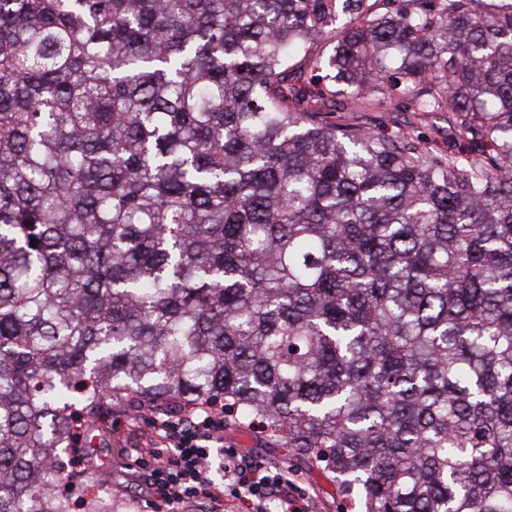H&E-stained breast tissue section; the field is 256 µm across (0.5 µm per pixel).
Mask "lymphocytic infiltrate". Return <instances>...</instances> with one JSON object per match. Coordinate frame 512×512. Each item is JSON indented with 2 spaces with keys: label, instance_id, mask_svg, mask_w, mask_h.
Here are the masks:
<instances>
[{
  "label": "lymphocytic infiltrate",
  "instance_id": "f902f5d3",
  "mask_svg": "<svg viewBox=\"0 0 512 512\" xmlns=\"http://www.w3.org/2000/svg\"><path fill=\"white\" fill-rule=\"evenodd\" d=\"M216 448L224 451L217 467L210 461ZM136 454L156 512H195L200 506L224 512L228 495L237 512H305L297 505L288 466L252 463L237 450L225 448L221 405L154 416Z\"/></svg>",
  "mask_w": 512,
  "mask_h": 512
}]
</instances>
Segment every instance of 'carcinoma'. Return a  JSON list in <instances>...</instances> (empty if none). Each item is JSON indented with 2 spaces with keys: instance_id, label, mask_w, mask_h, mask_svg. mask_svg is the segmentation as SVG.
<instances>
[{
  "instance_id": "carcinoma-1",
  "label": "carcinoma",
  "mask_w": 512,
  "mask_h": 512,
  "mask_svg": "<svg viewBox=\"0 0 512 512\" xmlns=\"http://www.w3.org/2000/svg\"><path fill=\"white\" fill-rule=\"evenodd\" d=\"M479 2L0 0V512L102 481L125 396L222 399L360 512H512V4ZM355 122L368 129L394 134L410 130L415 135L431 140L430 146L438 153L458 150L461 142L457 139L448 140V113L409 112L404 107L395 105L378 106L367 112H356Z\"/></svg>"
}]
</instances>
